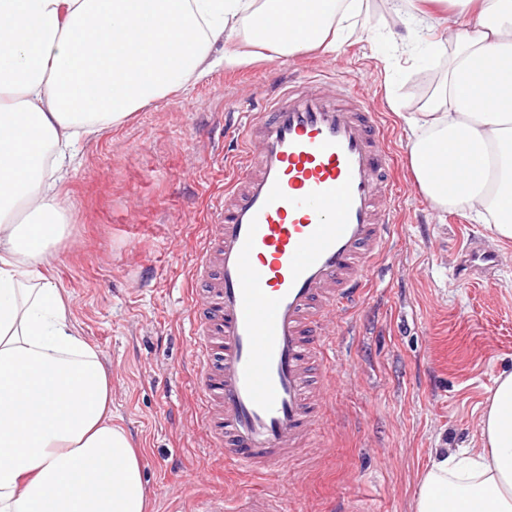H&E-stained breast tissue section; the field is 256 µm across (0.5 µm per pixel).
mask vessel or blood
I'll use <instances>...</instances> for the list:
<instances>
[{"label": "vessel or blood", "instance_id": "b4317fda", "mask_svg": "<svg viewBox=\"0 0 512 512\" xmlns=\"http://www.w3.org/2000/svg\"><path fill=\"white\" fill-rule=\"evenodd\" d=\"M237 145L197 253L188 345L211 445L273 477L314 437L326 349L396 222L393 157L366 95L315 71L246 113ZM195 512L283 499L272 487Z\"/></svg>", "mask_w": 512, "mask_h": 512}]
</instances>
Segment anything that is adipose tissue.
<instances>
[{"label":"adipose tissue","mask_w":512,"mask_h":512,"mask_svg":"<svg viewBox=\"0 0 512 512\" xmlns=\"http://www.w3.org/2000/svg\"><path fill=\"white\" fill-rule=\"evenodd\" d=\"M362 0H0V512H147L142 465L112 420V384L42 272L68 233L59 189L97 135L250 47L335 51ZM389 0L407 39L435 34L448 71L404 122L409 167L437 212L512 240V0ZM288 16L282 41L265 18ZM23 222H15L17 207ZM112 464L100 468L102 458ZM415 512H512V373L480 443L434 449Z\"/></svg>","instance_id":"obj_1"}]
</instances>
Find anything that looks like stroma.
I'll list each match as a JSON object with an SVG mask.
<instances>
[{"label":"stroma","instance_id":"stroma-1","mask_svg":"<svg viewBox=\"0 0 512 512\" xmlns=\"http://www.w3.org/2000/svg\"><path fill=\"white\" fill-rule=\"evenodd\" d=\"M382 0H365L357 31L332 55L259 59L134 112L83 143L61 195L68 237L46 269L72 303L77 331L112 383V417L141 456L149 512L171 502L265 486L220 463L198 423L186 336L188 288L204 220L224 187L233 130L225 112H253L264 92L310 68L373 101L395 162L393 237L375 261L333 358L335 380L313 448L279 473L291 512H413L435 448H473L498 377L512 372V241L434 211L409 170L400 112L420 111L446 61L422 42L400 48ZM400 112H393L390 101ZM501 257L462 282L468 251Z\"/></svg>","mask_w":512,"mask_h":512}]
</instances>
